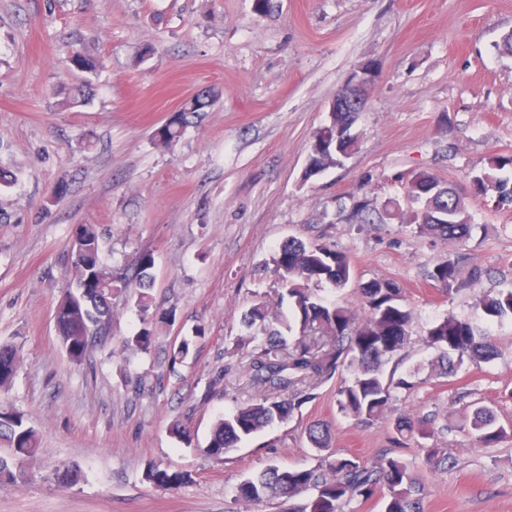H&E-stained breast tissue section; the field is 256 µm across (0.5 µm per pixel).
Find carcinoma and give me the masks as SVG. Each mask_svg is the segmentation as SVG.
Listing matches in <instances>:
<instances>
[{"label": "carcinoma", "instance_id": "cac0c4a2", "mask_svg": "<svg viewBox=\"0 0 512 512\" xmlns=\"http://www.w3.org/2000/svg\"><path fill=\"white\" fill-rule=\"evenodd\" d=\"M206 106L207 102L197 97L173 113L155 131L157 145L171 148L188 123V115ZM308 161L318 174L336 165V157L328 152L312 151ZM508 164L512 159L489 158L487 170L455 184L457 198L443 213L438 210L434 191L444 184L430 171L413 172L404 185V194L418 205L409 216L414 233L458 245L465 243L471 231L465 196L481 197L492 191L499 204H512V181L497 175ZM467 261V254L458 252L436 265L430 279L448 292L471 288L481 281L484 271L472 265L468 274H463ZM153 264L152 254L144 252L138 258L135 278L116 272L102 259L97 226L76 225L71 250L73 280L54 312L57 336L72 361L86 360L94 339L109 333L111 296L116 293L129 297L143 324L122 341L121 349L150 351L157 330L175 320V313L160 309L150 293L149 270ZM272 264L291 300V318L278 317L262 299L243 313L242 323L249 334L237 337L235 346L247 350L245 373L256 394L250 403L212 420L203 452L214 460L223 459L224 454L261 429L291 417L313 399L317 384L340 371H348L350 378L337 392L339 413L366 422L381 417L395 390L411 387L406 379L387 378L381 370L386 360L404 348L411 333L412 313L403 305V288L397 282L373 280L359 285L363 315L358 318L346 306L326 303L313 292V288L324 286L342 289L352 281L353 270L346 253L319 239L305 242L293 238L275 251ZM478 305L490 317L512 318V288L481 295ZM276 323L296 332L293 347L286 346L281 332L274 328ZM425 342L441 352L440 374L445 376L465 365L489 361L495 349L490 336L471 322L453 316L431 324ZM20 362L17 344H0V390L10 387ZM470 426L485 447L507 435L505 427L496 424L495 412L489 406L474 408ZM396 430L399 438L395 443L402 446L407 440H416L425 464L435 467L447 463L444 449L428 444L432 437L429 416H408L398 422ZM308 436L314 448L322 452L318 466L297 470L269 465L236 487V500L247 506L271 499L292 501L289 512H344L352 501H366L384 489V512H423L420 486L399 458L385 453L368 464L352 455L335 454L329 448L330 432L321 424L310 426ZM0 444L9 450L8 455H0V486L24 482L23 465L37 452L36 430L24 415L1 411ZM144 479L157 487L172 488L187 482L189 476L151 464Z\"/></svg>", "mask_w": 512, "mask_h": 512}]
</instances>
